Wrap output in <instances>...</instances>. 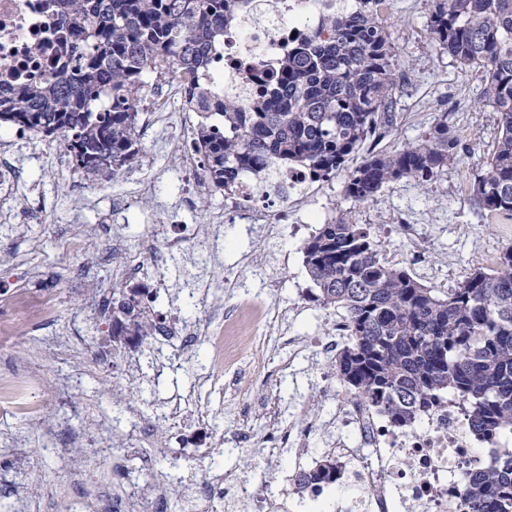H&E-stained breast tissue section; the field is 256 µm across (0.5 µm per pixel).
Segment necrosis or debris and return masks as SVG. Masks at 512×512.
<instances>
[{
	"label": "necrosis or debris",
	"mask_w": 512,
	"mask_h": 512,
	"mask_svg": "<svg viewBox=\"0 0 512 512\" xmlns=\"http://www.w3.org/2000/svg\"><path fill=\"white\" fill-rule=\"evenodd\" d=\"M54 2L0 0L1 88L41 72L45 59L52 56ZM339 4L340 0H245L238 18L226 27L223 42L210 52L212 65L225 77L224 85L215 87V96H222L225 86H236L242 91L241 105H248L255 92L253 71L276 69L288 51L289 39L320 30ZM188 82V76L180 73L163 75L155 98L141 107L151 128L167 123L178 136L192 140L191 127L182 120H170L165 110L169 102L183 96ZM260 197L254 178H241L225 194L223 208L212 213V226H221L225 213H237L249 205L252 223L277 230L284 214L255 208ZM248 307V302L240 301L207 311L205 321L212 326L209 341L216 357H223L228 338ZM267 365L266 356L252 352L240 358L231 378L204 371L187 395L159 404L155 417L173 429L209 423L212 393L230 385L238 394H249ZM327 396L337 399L338 405L332 421L335 433L325 453L341 464L340 484L350 491L336 512H467L464 476L512 467V436L480 438L451 395H441L406 427L394 426L377 406L350 394L331 390ZM319 430L313 419L288 422L264 438L262 464H272L292 445L305 467H312L316 459L309 442ZM184 482L191 485L188 512H322V503L336 486L324 483L301 490L289 473L257 499L247 481L212 468L209 449L198 448L189 466L175 464L160 478L129 482L127 497L136 502L138 512H167V485Z\"/></svg>",
	"instance_id": "obj_1"
}]
</instances>
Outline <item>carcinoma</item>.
<instances>
[{"instance_id": "cac0c4a2", "label": "carcinoma", "mask_w": 512, "mask_h": 512, "mask_svg": "<svg viewBox=\"0 0 512 512\" xmlns=\"http://www.w3.org/2000/svg\"><path fill=\"white\" fill-rule=\"evenodd\" d=\"M431 40L481 73L482 101L497 112L485 168L470 183L481 213L512 220V0H425ZM240 0H58L51 60L56 80L0 89V125L60 139L89 179L112 178L141 154L138 107L143 75L205 70L215 40ZM389 22L364 6L340 9L317 33L288 50L248 111L226 96L215 102L191 83L184 106L198 114L195 142L209 187L226 191L240 175L302 165L318 180L344 168L369 137L397 121L401 86ZM460 142L448 118L414 143L370 151L350 172L344 196L376 199L388 184L428 182L458 165ZM324 309L343 311L350 340L336 358L340 383L396 426L440 394L470 412L479 436L512 435V245L496 267H475L447 292L381 259L355 208L341 209L301 246ZM147 288L112 289V335L143 342L163 319ZM324 458L296 476L301 487L336 477ZM469 512H512V470L465 479Z\"/></svg>"}]
</instances>
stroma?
Returning a JSON list of instances; mask_svg holds the SVG:
<instances>
[{
	"mask_svg": "<svg viewBox=\"0 0 512 512\" xmlns=\"http://www.w3.org/2000/svg\"><path fill=\"white\" fill-rule=\"evenodd\" d=\"M385 17L392 24L404 86L397 96V125L380 148L415 141L445 116L464 151L460 164L435 181L388 185L377 199L358 206V219L371 225L383 259L400 254L402 268L419 274L429 287L447 290L476 267L478 251L502 248L512 232V223L488 221L455 188L481 169L497 133V114L481 100L480 73L452 62L432 44L422 0H392ZM141 149L131 168L91 181L74 172L59 140L0 127V155L17 164L15 178L0 185V305L14 292L57 298L47 320L0 340L1 379L27 372L38 376L24 406L0 402V512H61V503L73 497L93 503L105 497L120 512H129L123 497L127 470L146 464L161 473L169 456L194 448L190 430L178 435L160 425L153 429L158 454L146 459L123 454L132 415L149 418L153 406L186 394L197 373L216 365L209 344L201 341L190 363L167 368L159 377L146 368L140 380H129L126 370L145 345L127 343L123 359L113 360L111 298L114 287L127 283L120 271L128 253L146 252L161 228L189 240L208 231V217L223 206L224 194L194 193V203L186 204L192 191L181 141L146 128ZM346 177L339 171L295 201L273 197L274 207L295 211L297 217L274 234L263 225L225 216L206 249L185 248L164 260L160 280H148L157 294L155 312L170 323H200L204 307L249 298L273 311L287 310V335L321 336L326 325L310 297L313 284L301 246L312 228L348 208ZM129 196L133 204L113 220V202ZM404 219L425 245L423 267H416L410 239L399 227ZM328 369L315 349H308L293 372L283 375L270 368L253 400L225 393L223 402L213 405L212 425L230 431L260 424L272 433L275 409L286 421L306 415L330 422L335 402L309 384ZM91 436L98 439L99 454L81 455ZM19 437L27 451L21 463L13 455Z\"/></svg>",
	"mask_w": 512,
	"mask_h": 512,
	"instance_id": "stroma-1",
	"label": "stroma"
}]
</instances>
